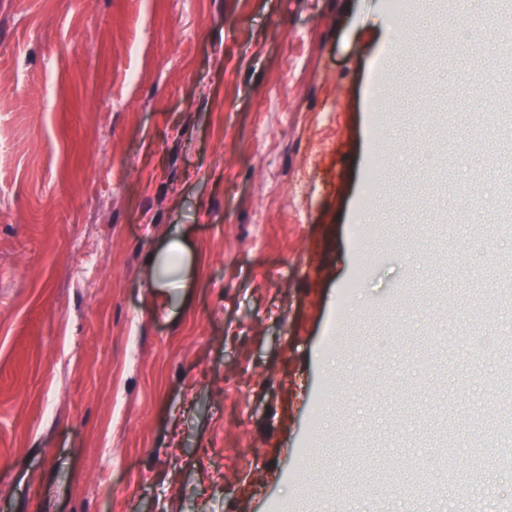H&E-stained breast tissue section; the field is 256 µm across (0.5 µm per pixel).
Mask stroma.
<instances>
[{"label": "stroma", "mask_w": 512, "mask_h": 512, "mask_svg": "<svg viewBox=\"0 0 512 512\" xmlns=\"http://www.w3.org/2000/svg\"><path fill=\"white\" fill-rule=\"evenodd\" d=\"M504 4L0 0V512H512Z\"/></svg>", "instance_id": "1"}]
</instances>
